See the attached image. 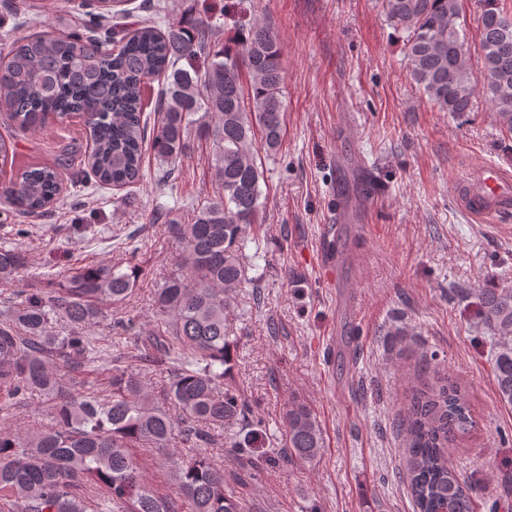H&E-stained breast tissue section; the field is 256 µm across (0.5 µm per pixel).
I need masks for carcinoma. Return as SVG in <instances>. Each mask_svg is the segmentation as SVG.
<instances>
[{
	"label": "carcinoma",
	"mask_w": 512,
	"mask_h": 512,
	"mask_svg": "<svg viewBox=\"0 0 512 512\" xmlns=\"http://www.w3.org/2000/svg\"><path fill=\"white\" fill-rule=\"evenodd\" d=\"M405 33L414 81L443 112H469L486 89L501 129L512 134V13L501 0H479L483 75L468 64L461 35V0H382ZM124 0L95 5L91 28L123 16ZM204 19L180 18L165 30L150 20L114 40L103 34L57 35L51 30L14 41L0 56V112L22 129L81 117L89 128L87 165L95 183L128 187L142 177L145 146L172 177L190 140L209 143L215 192L190 217L168 219L183 244L174 269L154 289L157 322L146 333L133 317L114 320L133 355L118 364L112 346L88 335L102 305H119L148 273L140 246L126 264L72 268L52 288L20 290V302L0 311V413L10 414L39 394L50 423L36 432L0 427V505L7 512H246L224 468L214 464L209 426L231 430L233 448L251 474L255 439L236 426L249 404L233 385L234 339L226 322L234 293L254 283L248 244L259 245L265 169L256 142L277 154L284 131V72L275 31L238 30L221 44ZM248 76L249 82L243 81ZM163 80L157 120L143 111L147 86ZM25 166L0 185V223L9 214H39L63 200L59 168ZM25 251L0 245V282L27 273ZM481 324L497 340L494 372L501 402L512 406V288L478 292ZM163 378L158 395L143 379ZM181 412L173 420L170 408ZM290 463H311L322 448L314 412L292 403L283 414ZM407 482L416 512H474L476 489L448 460V448L472 426L468 394L445 376L415 386L403 420ZM192 448L178 457L170 450ZM134 448L169 453L173 491L161 495L145 480Z\"/></svg>",
	"instance_id": "carcinoma-1"
}]
</instances>
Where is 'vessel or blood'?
<instances>
[{"instance_id": "obj_1", "label": "vessel or blood", "mask_w": 512, "mask_h": 512, "mask_svg": "<svg viewBox=\"0 0 512 512\" xmlns=\"http://www.w3.org/2000/svg\"><path fill=\"white\" fill-rule=\"evenodd\" d=\"M461 204L473 214L488 218L512 209V176L494 165H483L457 186Z\"/></svg>"}]
</instances>
